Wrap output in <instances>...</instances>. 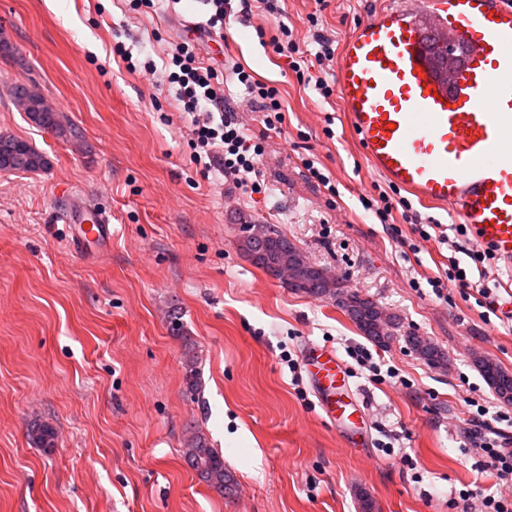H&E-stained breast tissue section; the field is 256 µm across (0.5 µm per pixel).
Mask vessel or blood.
Here are the masks:
<instances>
[{
  "label": "vessel or blood",
  "instance_id": "obj_1",
  "mask_svg": "<svg viewBox=\"0 0 512 512\" xmlns=\"http://www.w3.org/2000/svg\"><path fill=\"white\" fill-rule=\"evenodd\" d=\"M337 91L373 171L512 268V0H381L343 44ZM59 218L78 253L111 248L90 205ZM306 368L328 420L348 415L335 351L309 345Z\"/></svg>",
  "mask_w": 512,
  "mask_h": 512
}]
</instances>
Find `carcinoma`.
<instances>
[{
  "label": "carcinoma",
  "instance_id": "carcinoma-1",
  "mask_svg": "<svg viewBox=\"0 0 512 512\" xmlns=\"http://www.w3.org/2000/svg\"><path fill=\"white\" fill-rule=\"evenodd\" d=\"M14 101L24 104L28 119L38 127L53 133L63 140L80 139L79 129L62 119L59 113L43 105V96L32 85L18 84L13 93ZM47 167L44 154L30 143L7 132H0V171L33 172ZM239 248L245 256L254 252H266L274 257L281 249H288V263L292 267L307 270L306 284L299 292L319 299H334L358 330L377 344L384 345L394 336L396 316L389 314L377 302L345 291L341 283L328 271L311 263L288 237L279 231L267 228L261 237L243 238ZM407 342L422 359L433 365L447 363L444 352L436 345L419 337H407ZM478 368L495 393L505 401H512V373L497 363L482 359ZM33 440L43 448L55 445V431L48 425L31 430ZM188 465L197 476L222 494L230 493L235 486L233 474L224 467V457L210 447L205 437L193 434L187 439L184 451Z\"/></svg>",
  "mask_w": 512,
  "mask_h": 512
}]
</instances>
